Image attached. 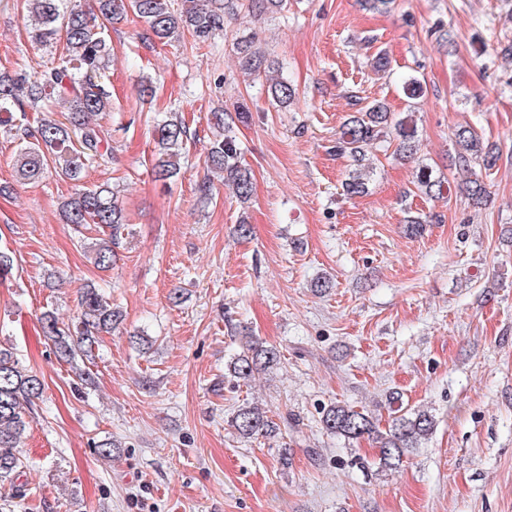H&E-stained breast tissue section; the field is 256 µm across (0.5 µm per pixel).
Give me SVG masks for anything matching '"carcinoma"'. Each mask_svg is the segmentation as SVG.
Returning a JSON list of instances; mask_svg holds the SVG:
<instances>
[{
	"mask_svg": "<svg viewBox=\"0 0 512 512\" xmlns=\"http://www.w3.org/2000/svg\"><path fill=\"white\" fill-rule=\"evenodd\" d=\"M27 12L34 19L29 31L31 41L41 47L62 44V57L55 65L33 73L0 70V126L15 132L25 143L17 159L18 175L27 181L39 180L45 166L53 164L66 178L78 181L87 164L108 154L111 130L95 123L91 117L112 108L110 91L104 79L111 55L110 44L97 31L99 24H114L125 19L128 12L144 21L155 41L166 44L188 33L193 45L208 42L224 29L225 16L244 12L253 18L274 16L288 10L289 0H185L186 5L174 9L171 0H95V10L86 12L70 5L69 0H25ZM242 70L256 79L265 80V90L272 103L286 108L294 102L295 90L283 77L282 67L271 53L258 44L255 36L237 39L234 44ZM67 107L65 121L41 120L36 127L17 123V116H26L25 108H38L45 103ZM354 114L346 119L336 139V153L346 155L352 168L342 181V192L349 198L361 197L369 191V172L365 169V148L388 134L396 135L398 154L412 155L417 150L412 114L404 117L381 102L361 105L360 97L352 100ZM230 114H212L214 125L224 127V138L214 142L207 156L208 169L224 174V184L232 187L242 204L251 201V172L239 162L240 151L230 135ZM157 158L155 180L165 182L180 173V155L187 127L173 115L158 123L153 130ZM455 169L467 173L460 185L474 205L487 196L485 183L476 167L490 169L496 165L495 148L484 143L470 126H461L454 133ZM417 188L426 196L442 199L451 187L435 178L426 169L419 171ZM65 223L81 227L101 224L111 229L110 239L91 246L94 265L101 270L112 267L121 230L126 224L124 208L117 193L108 186H97L75 193L62 203ZM436 215H407L406 232L413 235ZM80 314L76 321L65 324L50 311L40 317L44 335L62 357L75 359L92 353L100 336L112 332L123 321V313L99 289L89 286L81 292ZM280 352L258 340L244 342L232 359L227 376L247 381L259 373L270 372L280 363ZM43 393L39 377L20 365L15 352L0 345V482L13 481L23 467L21 439L29 426L30 408ZM392 415L388 428L379 430L366 410L331 404L321 409L320 423L328 433L347 440L369 438L377 444L378 468L387 471L399 468L404 458L433 434L435 417L427 410L404 406L400 396L390 398ZM232 426L246 439L271 438L279 425L257 406L242 405L235 412Z\"/></svg>",
	"mask_w": 512,
	"mask_h": 512,
	"instance_id": "cac0c4a2",
	"label": "carcinoma"
}]
</instances>
